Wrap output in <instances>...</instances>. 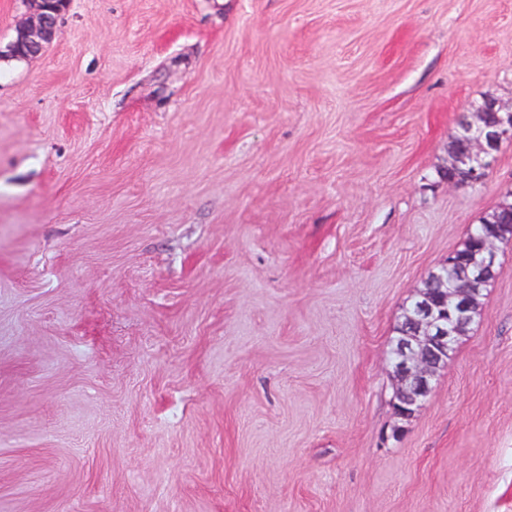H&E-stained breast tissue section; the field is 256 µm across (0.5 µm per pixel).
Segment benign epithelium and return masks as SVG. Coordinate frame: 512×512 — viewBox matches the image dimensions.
I'll return each mask as SVG.
<instances>
[{"instance_id": "1", "label": "benign epithelium", "mask_w": 512, "mask_h": 512, "mask_svg": "<svg viewBox=\"0 0 512 512\" xmlns=\"http://www.w3.org/2000/svg\"><path fill=\"white\" fill-rule=\"evenodd\" d=\"M33 20L16 30L14 39L0 52L3 57L28 59L59 38V19L68 0H32ZM477 129L467 149L456 154V176L448 183L476 187L489 171L491 159L505 142H512V107L487 98L478 109ZM495 235L486 236L480 248L457 262H446L429 272L433 288L417 295L405 312L404 332L392 340V366L398 381L393 399L396 416L406 420L426 398L437 369L472 323L486 283L497 276L499 265ZM453 287H448V282Z\"/></svg>"}]
</instances>
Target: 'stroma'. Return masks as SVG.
I'll return each mask as SVG.
<instances>
[{
	"label": "stroma",
	"instance_id": "obj_1",
	"mask_svg": "<svg viewBox=\"0 0 512 512\" xmlns=\"http://www.w3.org/2000/svg\"><path fill=\"white\" fill-rule=\"evenodd\" d=\"M0 59V512H512V243L398 422L391 340L512 201V0H70ZM33 20L16 30L14 39L1 50L2 57L28 59L41 54L45 45L59 38V19L68 7V0H31ZM477 112L478 121L471 123L472 128L477 129V133L471 129L469 121L463 119L459 125V134L448 145V174L452 172L453 167L456 173L455 177L448 178L449 184L478 186L485 180L494 154L503 143L512 142V107H504L496 99L486 98ZM487 112L496 114L494 123L484 121ZM466 139H470L469 146L456 154L452 167V152L457 151Z\"/></svg>",
	"mask_w": 512,
	"mask_h": 512
}]
</instances>
